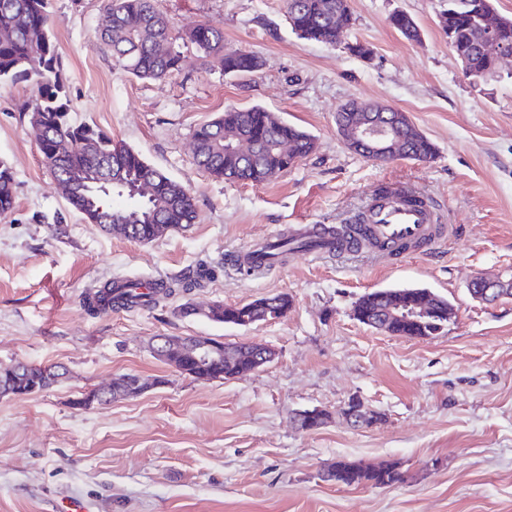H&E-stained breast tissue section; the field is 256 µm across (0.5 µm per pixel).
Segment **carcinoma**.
Here are the masks:
<instances>
[{
    "label": "carcinoma",
    "mask_w": 512,
    "mask_h": 512,
    "mask_svg": "<svg viewBox=\"0 0 512 512\" xmlns=\"http://www.w3.org/2000/svg\"><path fill=\"white\" fill-rule=\"evenodd\" d=\"M292 31L301 39L334 45L344 29L351 25L349 4L344 0H284ZM494 26L505 48L512 52V18L489 8ZM101 38L111 48L115 66L141 80L166 79L180 70V45L189 44L205 58H213L224 73L247 76L262 67L260 57L243 52H224V32L201 23L180 32L155 6V0H106ZM390 25L408 40H419L420 31L413 17L398 11L389 17ZM440 25L456 56L466 61L464 73L473 80L492 73V64L478 50L483 26L466 0H448ZM24 81L31 90L26 106L29 125L36 128L37 144L44 163L58 181H64L87 168L104 163L112 166V189L102 194L100 210L81 196L68 199L72 209L96 224L112 217L103 230L115 236L150 243L165 233L185 230L197 217L195 197L180 182L147 162L143 156L112 141L100 130L75 122L62 78L61 63L52 36L49 0H0V83ZM405 157L429 162L436 157L435 145L402 117ZM196 164L216 178L259 186L312 154L315 139L305 130L288 123L259 106L229 107L200 125L193 134ZM141 181L154 186V198L134 200L129 192ZM15 180L11 168L0 162V214L12 210ZM309 247L299 234L280 237L278 261L288 253ZM214 276V270L201 269L181 279L161 281L150 303L170 296L179 288L189 292ZM421 288H385L363 294L356 302L357 320L367 326L383 305V297L414 298ZM139 294L118 287L114 281L103 283L87 302L93 314L132 306ZM290 307L287 295H274L252 302L218 306L213 321L236 326L250 325L283 317ZM381 331L407 338L435 336L443 331L439 317L424 326L407 322L387 323ZM210 342L222 347L218 361L221 379H231L246 369L249 347L245 344ZM64 376L58 366L16 364L0 366V396L43 392ZM327 478L339 485L390 487L403 480L397 463H386L371 470L359 463L338 461L327 470Z\"/></svg>",
    "instance_id": "obj_1"
}]
</instances>
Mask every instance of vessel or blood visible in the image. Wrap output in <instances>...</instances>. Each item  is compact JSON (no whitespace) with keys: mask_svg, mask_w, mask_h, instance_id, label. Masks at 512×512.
I'll use <instances>...</instances> for the list:
<instances>
[{"mask_svg":"<svg viewBox=\"0 0 512 512\" xmlns=\"http://www.w3.org/2000/svg\"><path fill=\"white\" fill-rule=\"evenodd\" d=\"M367 236L353 242H339L324 234L322 225L310 224L304 229L312 237V253L343 257L367 251L377 255L418 242L432 244L445 235L443 227L435 225L434 213L412 190L395 186L383 197H372L366 205Z\"/></svg>","mask_w":512,"mask_h":512,"instance_id":"obj_1","label":"vessel or blood"}]
</instances>
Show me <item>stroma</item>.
Returning <instances> with one entry per match:
<instances>
[{"mask_svg": "<svg viewBox=\"0 0 512 512\" xmlns=\"http://www.w3.org/2000/svg\"><path fill=\"white\" fill-rule=\"evenodd\" d=\"M448 0H350L342 44L292 32L283 0H156L179 29L206 22L224 47L259 56L250 76L224 74L195 49L179 73L138 80L114 67L99 38L102 0H51L53 41L76 122L102 130L184 183L198 218L140 244L86 222L44 164L22 107L27 83L0 84V161L15 203L0 215V364L57 365L52 388L0 397V512H49L78 498L96 512H512V298L467 290L478 273L512 274V60L466 78L439 20ZM397 10L420 28L405 39ZM359 41L370 58L351 55ZM346 102L406 112L437 149L432 162L375 163L336 131ZM259 105L311 133L316 148L261 186L199 168L195 129L225 107ZM407 185L437 209L446 237L397 257L304 252L259 276L231 263L241 248L305 224L349 222L380 186ZM214 279L144 310L89 313L83 298L120 277ZM426 288L456 316L439 335L409 339L359 323L353 308L381 288ZM288 295L285 317L249 326L185 316L192 302L241 305ZM159 336L262 342L259 370L204 382L153 354ZM150 381L140 395L79 409L75 398L118 374ZM379 414L352 426L349 399ZM321 409L319 430L293 421ZM398 462L402 483L339 486L336 461ZM390 25L408 40H419L420 31L411 15L403 11L394 12L389 17Z\"/></svg>", "mask_w": 512, "mask_h": 512, "instance_id": "35a3bbf8", "label": "stroma"}]
</instances>
